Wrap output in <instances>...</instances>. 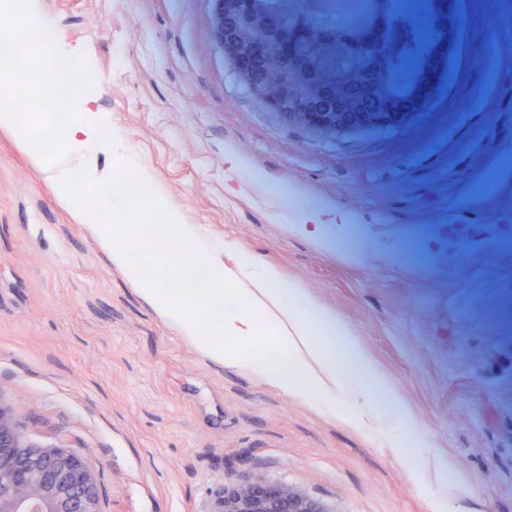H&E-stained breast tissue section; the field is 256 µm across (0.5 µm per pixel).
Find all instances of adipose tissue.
Wrapping results in <instances>:
<instances>
[{
    "instance_id": "1",
    "label": "adipose tissue",
    "mask_w": 512,
    "mask_h": 512,
    "mask_svg": "<svg viewBox=\"0 0 512 512\" xmlns=\"http://www.w3.org/2000/svg\"><path fill=\"white\" fill-rule=\"evenodd\" d=\"M138 181L145 201L162 214L166 225H177L176 237L159 241L157 248L175 274L191 275V287L177 291L163 279L147 281L142 267L115 246L111 235H102L101 242L111 250L113 262L143 283L146 299L183 335L193 338L210 358L239 365L245 358L236 342L267 333L289 360L261 363V371L288 393L314 390L327 405L348 408L363 427H376L380 401L392 408L396 419L413 424L411 408L334 310L319 304L300 282L284 280L274 267L244 254L226 261L220 251H204L199 232L183 223L179 212L153 189L146 168H139Z\"/></svg>"
}]
</instances>
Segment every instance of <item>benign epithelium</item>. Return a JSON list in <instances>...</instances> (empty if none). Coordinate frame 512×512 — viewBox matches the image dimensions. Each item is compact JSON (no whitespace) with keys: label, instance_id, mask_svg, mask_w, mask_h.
<instances>
[{"label":"benign epithelium","instance_id":"obj_1","mask_svg":"<svg viewBox=\"0 0 512 512\" xmlns=\"http://www.w3.org/2000/svg\"><path fill=\"white\" fill-rule=\"evenodd\" d=\"M215 27L245 88L274 112L326 131L373 132L419 112L438 85L456 36L449 0H427L424 15L399 16L373 0L358 30L320 29L311 18L323 0H291L283 21L271 0H215ZM420 44L415 78L396 96L392 66ZM378 45L383 53L349 73L332 68L343 47ZM24 410L0 400V512H100L96 466L60 447L40 446L23 428ZM210 512H331L285 483L255 476L224 486Z\"/></svg>","mask_w":512,"mask_h":512}]
</instances>
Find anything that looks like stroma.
Listing matches in <instances>:
<instances>
[{"mask_svg":"<svg viewBox=\"0 0 512 512\" xmlns=\"http://www.w3.org/2000/svg\"><path fill=\"white\" fill-rule=\"evenodd\" d=\"M37 4L97 78L79 113H111L122 137L93 165L133 159L204 245L301 281L415 425L382 436L288 394L254 369L258 338L239 346L246 365L210 360L0 127V398L24 408L28 436L96 464L102 512H209L217 489L256 475L333 512H434L416 446L456 482L453 512H512V0H457L481 59L451 55L424 111L369 135L262 104L216 37L214 0ZM318 204L349 219L328 251L288 229Z\"/></svg>","mask_w":512,"mask_h":512,"instance_id":"1","label":"stroma"}]
</instances>
